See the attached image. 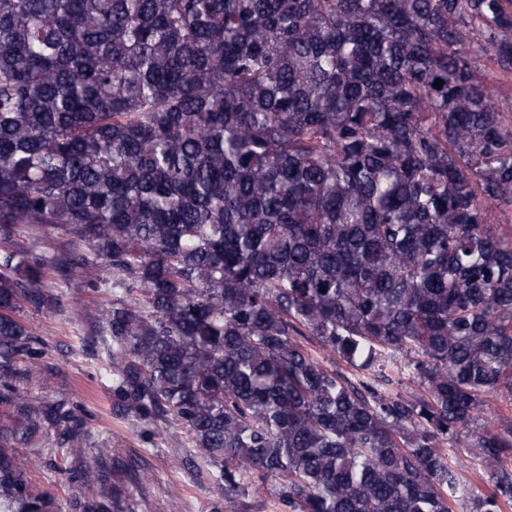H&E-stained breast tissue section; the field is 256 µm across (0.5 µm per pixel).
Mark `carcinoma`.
Wrapping results in <instances>:
<instances>
[{"label":"carcinoma","mask_w":512,"mask_h":512,"mask_svg":"<svg viewBox=\"0 0 512 512\" xmlns=\"http://www.w3.org/2000/svg\"><path fill=\"white\" fill-rule=\"evenodd\" d=\"M504 224L512 0H0V512H61L17 455L82 433L18 387L49 274L112 288L115 409L178 422L224 490L512 509V420L471 432L512 402ZM59 234L86 250L28 244ZM464 433L484 493L441 446ZM118 472L65 470L69 512H131Z\"/></svg>","instance_id":"obj_1"}]
</instances>
